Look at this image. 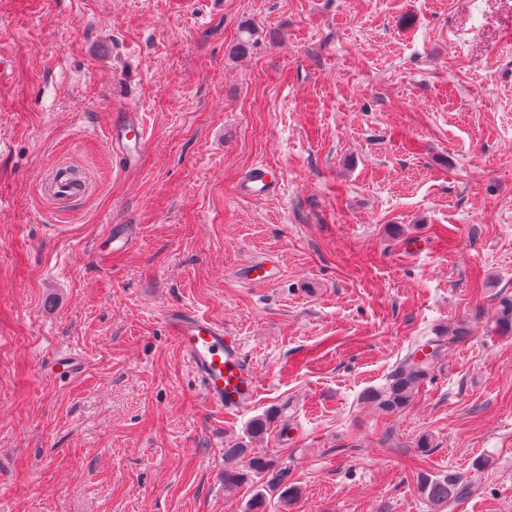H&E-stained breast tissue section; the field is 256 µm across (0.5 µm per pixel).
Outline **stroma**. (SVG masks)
Instances as JSON below:
<instances>
[{
    "mask_svg": "<svg viewBox=\"0 0 512 512\" xmlns=\"http://www.w3.org/2000/svg\"><path fill=\"white\" fill-rule=\"evenodd\" d=\"M1 55L0 512H246L224 451L265 414L297 490L268 512H429L423 472L512 512V0H0ZM259 163L278 188L239 196ZM60 164L86 197L47 194ZM174 309L241 336L252 406L208 405ZM459 322L408 408L363 400ZM143 127L131 114H123L112 125L109 144L119 162L131 167L138 163L147 145ZM133 226L130 224H115L112 225L110 234L107 238L109 241V251L100 250L97 252V257L102 255H109L111 253H118L126 250L130 245L134 232Z\"/></svg>",
    "mask_w": 512,
    "mask_h": 512,
    "instance_id": "35a3bbf8",
    "label": "stroma"
}]
</instances>
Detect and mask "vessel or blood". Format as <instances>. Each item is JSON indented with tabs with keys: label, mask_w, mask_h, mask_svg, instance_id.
Instances as JSON below:
<instances>
[{
	"label": "vessel or blood",
	"mask_w": 512,
	"mask_h": 512,
	"mask_svg": "<svg viewBox=\"0 0 512 512\" xmlns=\"http://www.w3.org/2000/svg\"><path fill=\"white\" fill-rule=\"evenodd\" d=\"M109 144L120 163H138L147 145L143 127L129 114L117 119ZM279 182L272 167L252 168L237 186L240 196L255 198L273 192ZM166 322L183 357L202 384L206 402L227 412L248 408L259 391L255 372L247 361L241 341L223 325L186 310L168 313Z\"/></svg>",
	"instance_id": "1"
}]
</instances>
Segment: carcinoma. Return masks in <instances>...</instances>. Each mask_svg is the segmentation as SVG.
Returning <instances> with one entry per match:
<instances>
[{"label":"carcinoma","instance_id":"carcinoma-1","mask_svg":"<svg viewBox=\"0 0 512 512\" xmlns=\"http://www.w3.org/2000/svg\"><path fill=\"white\" fill-rule=\"evenodd\" d=\"M497 326L504 332L512 331V298L499 300ZM471 328L465 323L445 328L435 336L416 342L390 372L386 384L365 393V399L384 414L405 410L414 400L419 388L430 378L436 364L444 355L470 339ZM247 447L239 444L224 449V491L234 492L240 485L254 479H266L259 485L248 504V512H267L264 489L280 490L283 506L295 496L292 486L285 485L287 474L276 469L274 460L255 454L246 456ZM417 490L428 503L432 512H446L469 493V485L453 473L417 477Z\"/></svg>","mask_w":512,"mask_h":512}]
</instances>
